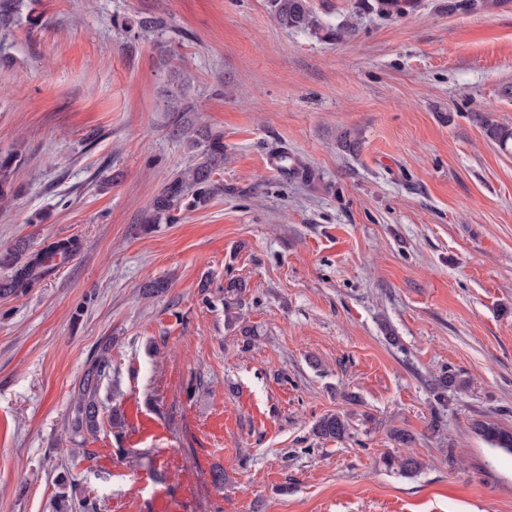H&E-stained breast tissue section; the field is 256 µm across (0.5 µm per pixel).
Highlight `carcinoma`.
Masks as SVG:
<instances>
[{
  "label": "carcinoma",
  "instance_id": "1",
  "mask_svg": "<svg viewBox=\"0 0 512 512\" xmlns=\"http://www.w3.org/2000/svg\"><path fill=\"white\" fill-rule=\"evenodd\" d=\"M270 13L280 27L287 30L308 31L321 34L323 38L336 40L353 32V26L343 23L335 29H326L311 9L309 0H267ZM402 0H372L358 8H366L379 17H390L401 10ZM23 0H0V31H9L20 14ZM188 86L180 84L178 92L169 96V111L189 112ZM176 132L187 143L188 149L198 153L201 161L171 177L161 192L155 197L149 210L144 214L142 223L161 224L170 220L173 212L188 207L205 204L218 192L217 181L213 175L224 164L223 136L213 133L205 126L187 123L176 128ZM486 136L503 151H512V128L495 123L485 125ZM21 156L9 153L0 156V203L10 200L11 177ZM79 248L76 240H62L49 245L45 250L22 260L23 250L17 248L0 254V267L11 274L0 279V297L19 296L26 293L41 280L55 273V266L48 264V258L59 255L66 258ZM109 344L100 348V354L86 369L80 385V397L77 403V416L73 422V432L83 430L94 432L99 416L98 390L110 367ZM464 384L456 375L445 372L436 380V397L443 401L448 392L459 391ZM474 430L492 447L512 454V431L500 427L494 422L479 421ZM349 431L348 417L342 413L326 414L316 421L313 435L321 440L341 441ZM387 466L410 477L421 468L420 461L413 455H392ZM78 476L67 473L57 481V491L49 501L50 512H97V504L87 498H75Z\"/></svg>",
  "mask_w": 512,
  "mask_h": 512
}]
</instances>
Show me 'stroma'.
Masks as SVG:
<instances>
[{
  "label": "stroma",
  "instance_id": "35a3bbf8",
  "mask_svg": "<svg viewBox=\"0 0 512 512\" xmlns=\"http://www.w3.org/2000/svg\"><path fill=\"white\" fill-rule=\"evenodd\" d=\"M310 2L354 33L283 29L266 0H35L38 25L0 33V153L21 156L0 252L79 243L0 298V512H46L65 470L98 512H512V455L472 429L512 430V152L484 132L512 126V0ZM141 17L166 32L128 37ZM169 55L193 111L166 109ZM181 122L223 135L221 189L147 231L195 162ZM106 342L99 427L77 435ZM446 371L464 388L441 404ZM334 412L349 438H315ZM395 427L415 476L384 464ZM110 343L107 342L100 348V354L86 369L80 385V397L77 403V416L73 422L72 430L76 434L84 429L94 432L97 429L99 416L98 390L102 380L107 375L110 367L109 360Z\"/></svg>",
  "mask_w": 512,
  "mask_h": 512
}]
</instances>
